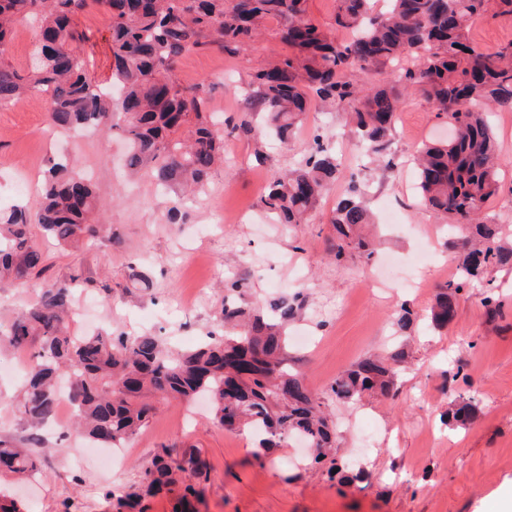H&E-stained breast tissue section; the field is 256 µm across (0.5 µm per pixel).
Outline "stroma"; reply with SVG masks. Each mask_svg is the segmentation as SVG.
<instances>
[{
    "mask_svg": "<svg viewBox=\"0 0 512 512\" xmlns=\"http://www.w3.org/2000/svg\"><path fill=\"white\" fill-rule=\"evenodd\" d=\"M80 24L92 33L84 46L89 76L110 85L109 23L93 12L82 15ZM469 39L480 50H497L512 42V17L476 20ZM287 51L285 43L265 35L243 57L216 48L186 55L177 77L186 87L204 85L210 111L229 117L246 105L251 72ZM489 120L503 165L500 190L485 211L512 230V112L494 110ZM48 127L38 98L0 108V211L20 204L36 213L49 159H76L104 203L107 234L76 249L47 246V277L65 280L78 271L94 280L86 291L96 302L91 314L106 326L160 334L191 348L215 330L224 276L233 273L249 287V306L301 296L292 330L315 337L316 344H293L289 351L306 385L322 398L344 370L392 349L390 322L400 305H409L420 319L410 330L412 367L396 397L368 394L356 404L329 407L338 458L368 476L350 486L308 466L302 442L287 441L261 463L253 456V433L224 430L208 408L183 420V404L163 399L156 400L111 477H104L98 452L72 467L84 440L62 437L49 425L31 428L19 418L13 403L23 380L12 373L19 358L2 348L0 438L34 447L38 456L36 474L12 486L26 512H112L113 497L132 491L142 468L165 452L199 461L198 494L189 512H497L501 490L512 487V271L492 274L499 287L496 306H486L474 289L459 297L457 320L448 330L434 332L423 322L437 292L458 271L449 226L439 225L416 195L413 154L422 142L449 138L445 121L416 92L408 93L397 114L388 158L366 157L352 144L347 111L338 106L309 113L286 145L256 132L226 136L223 167L192 200L162 191L150 177L129 174L122 166L127 142L119 133L77 138L58 132L48 141ZM318 127L328 132L341 162L336 184L308 223H272L259 206L264 187L306 153ZM259 149L266 163L256 161ZM23 173L31 188L20 194L16 183ZM352 173L369 208L383 197L398 216V224L378 227L375 249L376 259H394L393 287L376 283V259L353 258L339 268L329 255V219ZM425 246L432 262L421 272L424 288L417 290L406 284L407 262ZM461 395L474 397V418L444 426L441 414Z\"/></svg>",
    "mask_w": 512,
    "mask_h": 512,
    "instance_id": "stroma-1",
    "label": "stroma"
}]
</instances>
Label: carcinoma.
I'll list each match as a JSON object with an SVG mask.
<instances>
[{"instance_id":"1","label":"carcinoma","mask_w":512,"mask_h":512,"mask_svg":"<svg viewBox=\"0 0 512 512\" xmlns=\"http://www.w3.org/2000/svg\"><path fill=\"white\" fill-rule=\"evenodd\" d=\"M335 28L328 31L308 17L307 0H0V106L16 105L40 94L55 127L64 130H119L130 149L126 167L148 171L158 184L174 189H203L223 159L224 130L204 111L203 88L189 90L176 70L186 54L217 47L238 56L268 22L286 43L288 53L250 75L249 110L228 117L232 130L250 132L254 117H264L266 133L291 140L313 103L342 105L352 112L355 134L369 151L389 149L399 111V87L413 88L436 111L455 123L459 136L418 150V188L426 206L451 216L461 236L458 275L436 295L428 327L443 331L457 315L458 295L471 288L483 301H497V286L488 279L496 269H512V245L502 225L487 218L485 205L500 188V157L483 119L489 107L512 111V43L483 52L469 41V28L493 5L495 14L512 16V0H339ZM95 10L111 21L112 92L88 76L82 46L88 35L81 15ZM37 25L36 63L21 72L5 58L16 26ZM351 33L336 39V31ZM407 65L391 82L371 88L359 83L362 73L389 61ZM317 128L307 154L287 172L273 178L259 205L281 224H302L314 211L329 182L336 179V155ZM101 204L92 185L49 159L43 200L36 224L61 247L92 242L102 225L94 216ZM370 210L355 186L338 201L330 220L336 233V264L356 254L370 260L374 250L362 235ZM32 224L20 208L0 213V285L24 286L47 269L33 242ZM81 279L47 281L38 299L15 316L0 339L29 353L25 383L17 396L21 419L36 428L56 416L62 378L69 379V401L75 430L99 448L126 444L148 422L161 396L188 404L209 396L215 420L227 430L253 428L263 461L290 436H303L313 448L312 463L329 480L350 485L364 480L362 471L342 465L335 455L336 424L326 403L290 368L288 322L301 304L281 300L246 309L240 298L247 289L229 278L221 309L224 334L208 335L199 346L174 348L152 334L127 336L110 330L91 336L71 332L68 324L73 284ZM409 370L401 344L385 357L363 358L336 377L328 400L353 404L366 393L385 397L399 390ZM473 400L458 396L448 406L447 422L472 420ZM36 467L35 450L0 439V477L22 475ZM193 458L156 457L142 472L145 493L166 491L185 505L197 495L183 473L195 471ZM113 512H146L142 494L131 492L112 502Z\"/></svg>"}]
</instances>
